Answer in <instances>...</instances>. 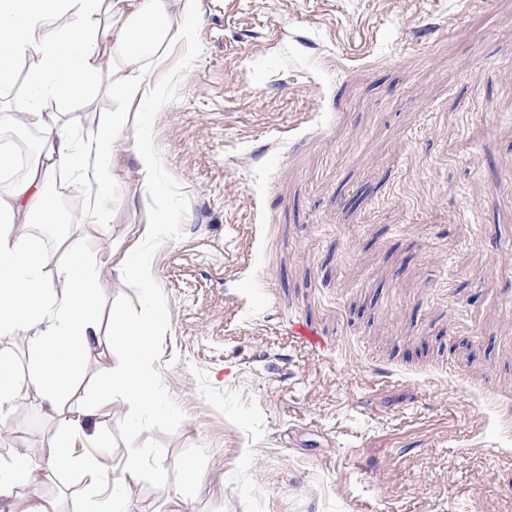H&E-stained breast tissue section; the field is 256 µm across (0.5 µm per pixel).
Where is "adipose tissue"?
I'll list each match as a JSON object with an SVG mask.
<instances>
[{"mask_svg":"<svg viewBox=\"0 0 512 512\" xmlns=\"http://www.w3.org/2000/svg\"><path fill=\"white\" fill-rule=\"evenodd\" d=\"M196 6L197 0H0V85L13 84L17 60L37 61L30 92L13 97L0 119L22 115L40 134L29 173L0 192V342L25 335L32 353L23 375L11 357L0 355V407L33 393L45 413L64 418L66 427L40 453L0 459V503L20 505V512H54L30 490L37 474L77 468L94 481L102 475L96 458L70 451L73 438L86 437L91 412L75 413L69 405L82 360L99 343L100 278L77 245L56 258L24 228L36 219L54 222L57 207L47 186L60 170L81 176L90 191L89 221L106 226L114 149L138 115L105 113L79 141L63 112L93 102L107 86L124 101L140 98L163 46L184 32ZM48 319L49 335L41 330ZM160 322L156 314L133 321L124 310H113L112 335L125 348L127 364L120 374L103 375L96 395L120 393L142 413L158 406L155 384L142 365Z\"/></svg>","mask_w":512,"mask_h":512,"instance_id":"ef3b65f1","label":"adipose tissue"}]
</instances>
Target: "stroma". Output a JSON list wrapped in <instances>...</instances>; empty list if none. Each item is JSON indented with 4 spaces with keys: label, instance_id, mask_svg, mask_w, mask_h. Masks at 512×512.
I'll return each mask as SVG.
<instances>
[{
    "label": "stroma",
    "instance_id": "1",
    "mask_svg": "<svg viewBox=\"0 0 512 512\" xmlns=\"http://www.w3.org/2000/svg\"><path fill=\"white\" fill-rule=\"evenodd\" d=\"M127 107L146 120L117 145L111 221L75 232L101 324L161 315L167 410L99 399L74 454L108 473L140 449L132 512H512V0H199ZM126 357L102 336L83 380ZM60 430L16 400L0 458ZM35 490L55 512L112 495L69 472ZM134 155L137 160L139 171L142 174L143 182L141 188L143 194L151 190V175L157 164V155L153 144L143 137L135 140ZM115 270L121 278L133 283L141 295H150L154 292L156 279L148 263L132 266L127 261L121 260L115 266Z\"/></svg>",
    "mask_w": 512,
    "mask_h": 512
}]
</instances>
